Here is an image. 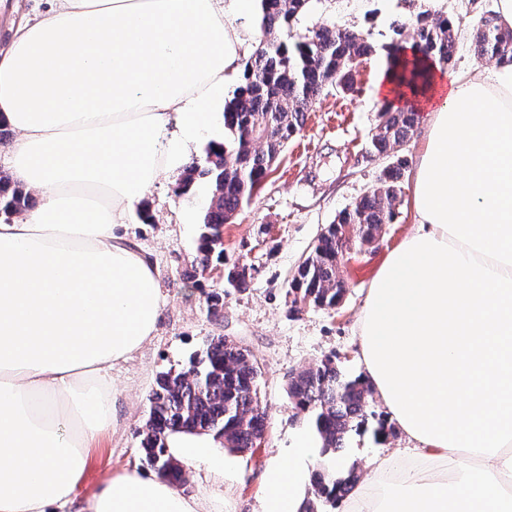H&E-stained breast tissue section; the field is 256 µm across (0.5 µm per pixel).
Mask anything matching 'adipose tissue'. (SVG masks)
Instances as JSON below:
<instances>
[{"label":"adipose tissue","mask_w":512,"mask_h":512,"mask_svg":"<svg viewBox=\"0 0 512 512\" xmlns=\"http://www.w3.org/2000/svg\"><path fill=\"white\" fill-rule=\"evenodd\" d=\"M251 0H51L0 52L12 177L0 220V512H214L158 474L118 472L78 499L116 421L111 369L151 339L156 268L118 229L208 130ZM392 59L378 92L416 106L413 233L367 292L364 381L413 445L368 460L343 512H512V65L448 75ZM305 448L274 458L260 512H301ZM7 129H3L0 126V138L2 139L8 133ZM15 137V134L10 131V135L0 140V211L1 218H5V215H13L20 213L29 207V192L17 184L10 176L4 175L10 173L4 159L8 149Z\"/></svg>","instance_id":"adipose-tissue-1"}]
</instances>
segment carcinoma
Instances as JSON below:
<instances>
[{"label":"carcinoma","mask_w":512,"mask_h":512,"mask_svg":"<svg viewBox=\"0 0 512 512\" xmlns=\"http://www.w3.org/2000/svg\"><path fill=\"white\" fill-rule=\"evenodd\" d=\"M311 0H259L260 26L264 33L290 27L304 15ZM396 38L388 46L391 56L411 36L442 63H451L455 32L451 21L429 9L394 25ZM477 58L512 64V29L500 15L488 11L480 17L475 33ZM373 44L361 31L322 24L290 43L275 37L256 49L245 69V82L224 107V141L208 144L204 162L187 168L182 182L188 192L196 179L211 185V197L199 224L200 266L224 267V288L207 293L208 310L224 308L229 290L249 287L246 268L224 256V224L249 202L270 171L273 158L301 129L309 111L325 90L351 91L352 60L370 57ZM414 126V112L380 110L376 133L367 153L383 161L376 183L336 219L325 225L311 252L298 265L287 296L291 307L333 309L345 291L341 263L336 259L343 241L341 228L349 225L354 242L373 243L386 224L396 217L395 206L408 159L404 147ZM29 192L10 176L0 173V212L20 213L29 207ZM261 369L252 352L212 336L190 356L186 367L159 375L149 395L148 418L139 431L140 452L147 463L177 488L186 484L184 466L169 452L168 438L176 432L203 431L225 442L242 456H253L267 427L261 407ZM291 404L311 415L314 434L326 456L348 446L352 434L364 431L371 390L361 379L349 378L331 359L288 374ZM354 475L336 476L331 466L312 475L313 500L305 512H320V503L336 504L355 484Z\"/></svg>","instance_id":"1"}]
</instances>
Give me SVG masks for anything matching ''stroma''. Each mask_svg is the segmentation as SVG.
<instances>
[{"mask_svg":"<svg viewBox=\"0 0 512 512\" xmlns=\"http://www.w3.org/2000/svg\"><path fill=\"white\" fill-rule=\"evenodd\" d=\"M46 7V0H5L0 6V50L6 49L14 29L34 21ZM495 7V0H435L434 11L455 26L449 72L479 67L474 29L483 12ZM423 8L422 0H312L295 23V36L324 23L361 31L368 34L376 54L357 74L355 93H328L307 112L300 132L260 192L225 224V255L245 266L252 280L245 291L225 299L220 314H209L205 298L210 290L223 287L224 280L218 270L200 271L197 252L198 226L211 196L209 184L197 180L189 194H180L184 170L178 167L145 194L142 204L150 210L152 223L134 216L121 233L155 265L165 307L151 341L110 372L117 425L92 451L82 492L95 489L112 472L147 470L138 433L148 417V397L156 379L161 372L185 367L209 337L231 336L250 349L263 373L261 396L268 406L265 439L253 456L242 457L220 445L190 451L183 494L223 500L222 512H257L271 457L288 455L300 436L311 432L308 413L295 409L286 393L292 370L329 358L350 376L363 374L358 319L378 267L415 229L412 170L404 172L397 217L383 227L378 243L344 256L341 269L348 288L336 308L290 310L287 282L312 250L321 228L377 180L382 163L369 159L366 150L382 103L376 89L380 61L394 39V21ZM370 409L374 418L364 432L352 435L344 451L349 468L360 478L366 459L408 446L393 428L384 439H376L377 419L386 410L377 400Z\"/></svg>","mask_w":512,"mask_h":512,"instance_id":"1","label":"stroma"}]
</instances>
